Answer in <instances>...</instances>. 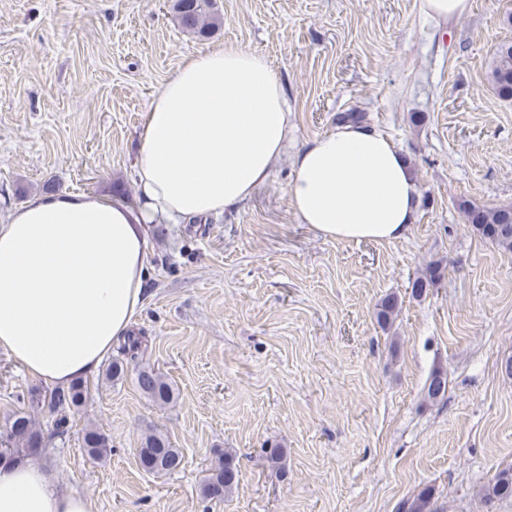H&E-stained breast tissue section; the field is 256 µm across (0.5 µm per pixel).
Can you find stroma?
Instances as JSON below:
<instances>
[{
	"mask_svg": "<svg viewBox=\"0 0 512 512\" xmlns=\"http://www.w3.org/2000/svg\"><path fill=\"white\" fill-rule=\"evenodd\" d=\"M211 39L184 31L172 0H0V219L57 191L134 200L130 174L154 89L207 42L267 58L294 131L268 183L244 206L151 238L147 297L132 328L178 398L158 406L133 374L87 379L90 398L37 456L95 512H397L431 488L433 512L484 505L512 468V252L465 224L459 199L512 203V100L489 72L512 40V0H471L441 28L417 0H214ZM364 112L409 159L416 224L391 242L324 238L299 223L287 189L295 152ZM420 123H412V116ZM444 276L416 297L411 281ZM397 294L390 328L377 304ZM443 368L442 401L424 386ZM49 386L0 352V420ZM112 439L91 462L88 423ZM155 428L181 449L171 473L136 450ZM281 444L282 467L265 447ZM230 452L238 485L223 501L200 485ZM512 497V468L504 469L497 473L492 482L485 489L482 499L485 504L494 499Z\"/></svg>",
	"mask_w": 512,
	"mask_h": 512,
	"instance_id": "35a3bbf8",
	"label": "stroma"
}]
</instances>
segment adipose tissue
Here are the masks:
<instances>
[{
	"instance_id": "obj_1",
	"label": "adipose tissue",
	"mask_w": 512,
	"mask_h": 512,
	"mask_svg": "<svg viewBox=\"0 0 512 512\" xmlns=\"http://www.w3.org/2000/svg\"><path fill=\"white\" fill-rule=\"evenodd\" d=\"M292 129L281 75L235 45L187 57L144 114L137 201L36 195L0 222V351L65 388L98 370L145 303L152 224L232 211L267 182ZM288 193L325 238L394 241L417 219L408 161L377 129L340 123L304 142ZM0 512H94L50 472L0 458Z\"/></svg>"
}]
</instances>
